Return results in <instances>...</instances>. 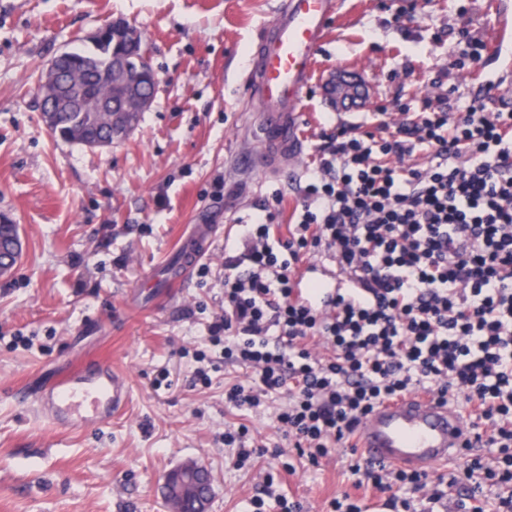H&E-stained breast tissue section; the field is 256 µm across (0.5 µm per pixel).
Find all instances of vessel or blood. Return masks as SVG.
<instances>
[{
	"label": "vessel or blood",
	"mask_w": 512,
	"mask_h": 512,
	"mask_svg": "<svg viewBox=\"0 0 512 512\" xmlns=\"http://www.w3.org/2000/svg\"><path fill=\"white\" fill-rule=\"evenodd\" d=\"M335 12L336 0H282L279 13L260 36L253 87L260 114L255 135L263 149L251 163L264 175H278L301 154V95L312 79L315 56ZM191 236L195 246L183 254L174 277L209 253L217 228L197 224ZM294 281L296 299L318 311L330 307L339 289L354 285L347 275L313 262L296 269ZM127 394L119 374L102 362L89 361L42 389L34 407L53 423L95 426L110 420ZM354 434L360 456L417 472L457 460L460 451L475 443L460 413L426 392L377 405Z\"/></svg>",
	"instance_id": "b4317fda"
}]
</instances>
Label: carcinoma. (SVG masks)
<instances>
[{"instance_id":"1","label":"carcinoma","mask_w":512,"mask_h":512,"mask_svg":"<svg viewBox=\"0 0 512 512\" xmlns=\"http://www.w3.org/2000/svg\"><path fill=\"white\" fill-rule=\"evenodd\" d=\"M88 51H70L57 69L41 74L38 90L48 128L90 146L126 136L152 102L157 77L145 61L142 34L131 24L101 30Z\"/></svg>"}]
</instances>
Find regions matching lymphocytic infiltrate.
<instances>
[{"instance_id":"1","label":"lymphocytic infiltrate","mask_w":512,"mask_h":512,"mask_svg":"<svg viewBox=\"0 0 512 512\" xmlns=\"http://www.w3.org/2000/svg\"><path fill=\"white\" fill-rule=\"evenodd\" d=\"M445 96L375 133L337 126L287 238L273 216L243 225L246 254L224 262V309L209 342L250 369L224 399L255 409L287 392L277 416L318 464L376 405L417 390L465 406L492 462L467 459L458 512H512V111ZM425 154V168L401 161ZM352 272L358 296L318 313L293 297L301 255ZM325 343L326 356L311 347ZM356 484L386 512H435L448 479L357 462Z\"/></svg>"}]
</instances>
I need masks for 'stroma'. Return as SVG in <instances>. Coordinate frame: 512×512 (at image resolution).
<instances>
[{"mask_svg": "<svg viewBox=\"0 0 512 512\" xmlns=\"http://www.w3.org/2000/svg\"><path fill=\"white\" fill-rule=\"evenodd\" d=\"M280 4L0 0V215L19 224L23 241L17 266L0 277V512H166L165 477L189 462L211 476L207 512H248L269 477V512L279 497L327 512L333 498L354 493L347 449L316 466L297 456L276 419L287 394L257 410L226 404L225 388L250 371L215 348L210 383L195 382L194 354L222 310L224 259L241 252L239 226L258 214L294 223L336 124H396L400 105L418 111L443 87L462 107L487 96L489 73L501 83L493 109L512 110V53L454 64L460 30L493 43L491 0H337L302 98L304 150L270 180L245 160L260 143L244 123L256 108L260 31ZM117 19L135 25L149 49L152 104L112 146L65 142L41 117L38 77ZM340 70L362 76V103L343 109L326 95ZM194 224L219 227L202 260L210 274L192 270L176 288L166 269ZM89 355L127 380L111 422L54 425L15 399ZM241 424L262 448L242 467L223 440Z\"/></svg>", "mask_w": 512, "mask_h": 512, "instance_id": "stroma-1", "label": "stroma"}]
</instances>
